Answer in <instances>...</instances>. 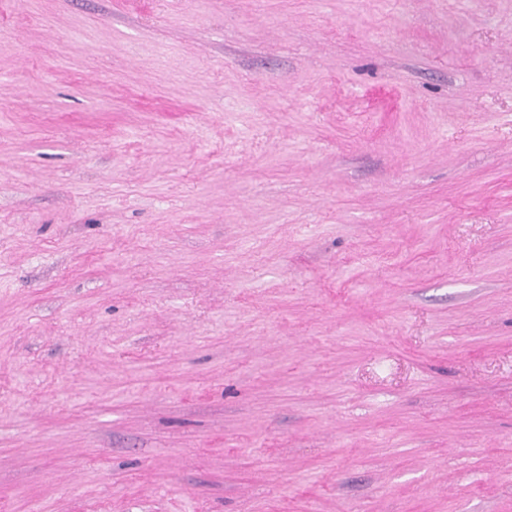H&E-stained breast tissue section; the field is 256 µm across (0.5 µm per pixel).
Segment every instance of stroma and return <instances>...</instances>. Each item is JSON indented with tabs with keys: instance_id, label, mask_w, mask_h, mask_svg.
I'll return each instance as SVG.
<instances>
[{
	"instance_id": "35a3bbf8",
	"label": "stroma",
	"mask_w": 512,
	"mask_h": 512,
	"mask_svg": "<svg viewBox=\"0 0 512 512\" xmlns=\"http://www.w3.org/2000/svg\"><path fill=\"white\" fill-rule=\"evenodd\" d=\"M0 512H512V0H0Z\"/></svg>"
}]
</instances>
